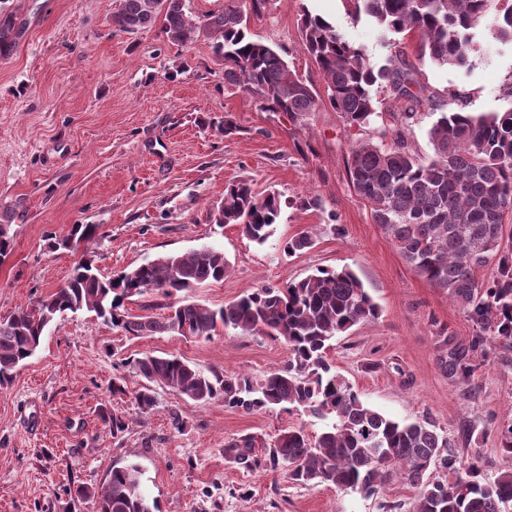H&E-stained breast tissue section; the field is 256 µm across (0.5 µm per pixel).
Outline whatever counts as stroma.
Returning a JSON list of instances; mask_svg holds the SVG:
<instances>
[{
    "mask_svg": "<svg viewBox=\"0 0 512 512\" xmlns=\"http://www.w3.org/2000/svg\"><path fill=\"white\" fill-rule=\"evenodd\" d=\"M17 14L22 34L0 59V226L12 250L0 259V319L51 294L81 259L109 276L160 256L207 245L223 250V281L185 292L213 308L264 285H283L320 269L350 267L380 307L378 319L338 336L330 352L337 371L370 407L397 419L430 418L475 458L486 479L512 467L500 450L512 423V349L489 358L470 350L475 334L462 307L416 275L370 210L351 189L346 159L359 139L402 133L422 157L441 108L474 114L512 109V47L484 39L468 68L419 60V38L402 42L406 61L434 98L412 122L389 113L385 85L372 89L379 117L363 130L344 127L324 104L304 122L261 109L257 98L224 86V63L209 39L170 44L159 28L117 30L119 0H0ZM318 14L375 65L394 52L378 27L353 20L347 0H269L251 15L255 39L268 44L318 94L323 77L304 51V13ZM246 180L275 190L284 205L264 245L212 213L228 183ZM312 200L302 208L300 199ZM95 224L96 238L55 248L72 225ZM312 248L283 245L303 232ZM462 352L468 384L450 378L441 358ZM176 355L202 369L261 380L288 358L284 342L219 330L211 339L167 334L126 336L94 313L58 316L35 355L0 386V512H93L71 496L103 482L112 465L138 463L160 512H382L386 502L412 508L414 489L400 479L366 498L326 486L292 484L284 471L247 472L224 456L228 439L324 421L297 411L248 413L176 399L155 390V405L137 414L130 397H112V378L134 354ZM108 407L130 415L113 437L99 417ZM182 429H173L171 410ZM472 428L471 443L461 439Z\"/></svg>",
    "mask_w": 512,
    "mask_h": 512,
    "instance_id": "35a3bbf8",
    "label": "stroma"
}]
</instances>
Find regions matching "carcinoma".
<instances>
[{"label":"carcinoma","instance_id":"1","mask_svg":"<svg viewBox=\"0 0 512 512\" xmlns=\"http://www.w3.org/2000/svg\"><path fill=\"white\" fill-rule=\"evenodd\" d=\"M266 0H228L224 9L204 18L192 14L191 0H119L112 25L134 34L160 24L167 42L184 46L195 35L211 39L224 60V85L243 88L268 112H283L303 122L321 98L269 45L248 32V12ZM351 14L366 17L384 33H416L420 56L439 66H462L489 37L512 42V0H347ZM301 38L326 85L327 100L345 126L363 128L376 114L372 87L387 81L392 105L410 120L430 105V96L414 77L403 52L378 71L361 51L336 33L324 18L306 13ZM19 35L16 15L0 10V58L13 51ZM433 154L423 159L401 139L386 147L364 140L352 147L347 177L355 195L369 206L373 223L391 239L413 271L463 307L475 327L476 350L486 344L512 348V249L503 245L504 224L512 216V109L474 115L465 108L441 113L428 132ZM282 213L281 194L255 193L244 182L224 188L213 213L216 224H236L251 241L263 245L275 233ZM96 224H74L58 242L95 237ZM302 233L285 243L295 253L313 245ZM494 265L492 280L477 272ZM228 268L224 252L204 246L161 256L102 277L83 261L53 293L0 320V386L39 347L46 327L66 311L87 310L127 336L179 335L210 339L217 329L281 339L288 359L253 382L245 376L204 371L174 355L128 357L110 392L133 395L144 413L155 403L154 386L183 401L224 405L258 412L280 407L302 410L329 421L311 437L304 427L283 430L268 442L259 435L224 443V456L239 468L286 470L290 481L305 487L351 490L370 498L384 483L400 478L416 490L413 512H502L512 502V468L486 482L474 462L464 463L445 449L448 437L424 417L398 420L366 405L354 387L329 363L336 336L379 316V307L358 276L348 268L320 269L279 287L262 286L219 308L181 301L166 313L131 316L125 301L145 294L170 298L206 281H221ZM444 372L471 375L464 355L441 361ZM139 380L129 391L128 381ZM112 436L129 427V417L99 412ZM143 472L136 464L114 465L98 487L79 486L77 497L92 500L94 512H159L142 491Z\"/></svg>","mask_w":512,"mask_h":512}]
</instances>
